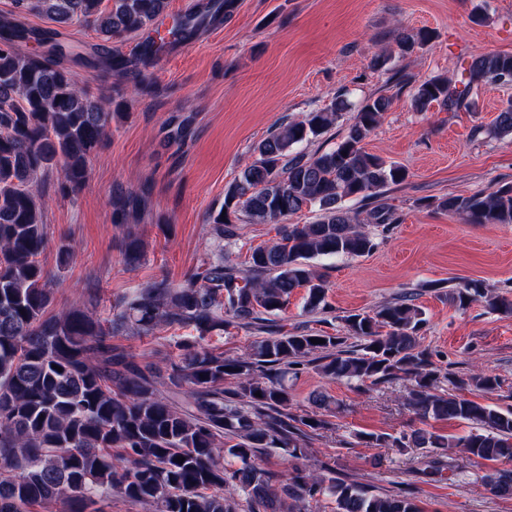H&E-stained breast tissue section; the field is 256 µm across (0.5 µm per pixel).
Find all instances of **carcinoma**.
I'll list each match as a JSON object with an SVG mask.
<instances>
[{
  "mask_svg": "<svg viewBox=\"0 0 512 512\" xmlns=\"http://www.w3.org/2000/svg\"><path fill=\"white\" fill-rule=\"evenodd\" d=\"M13 4L15 11L0 18V512H53L57 504L62 512H101L95 505L114 495L150 512H305L321 498L331 500L333 512H423L411 494L377 495L332 467L298 463L306 457V443L329 425L315 413L297 415L288 408V374L309 364L327 378L362 386L403 377L412 385L407 406L420 421L475 425V431L453 438L425 428L399 438L357 435L371 447L438 450L440 461L422 470L431 481L454 472V465L443 461L450 448L470 460H512L511 407L440 391L445 379L483 392L502 388V380L483 372L465 378L442 374L421 345L425 319L410 300L347 316L344 336L282 332L264 318L285 310L298 288L306 289L309 312L324 309L327 287L310 261L369 253L376 243L366 225L396 222L383 202L385 188L405 182L409 173L364 147L391 106L385 95L355 107L338 95L331 107L304 121L281 123L253 146V159L224 189L226 213L208 220L220 241L234 236L232 218L239 214L252 224L278 225L279 239L254 248L249 269L242 271L223 256L181 284L155 279L122 298L105 322L89 309L90 297L54 310L49 273L39 260L48 235L34 180L56 171L57 191L78 193L112 121V101L79 87L72 64L139 78L161 53L231 19L240 0H205L165 32L155 31L131 56L109 43L151 25L164 0ZM33 11L58 24L81 21L103 44L89 57L67 50L59 31L25 23L24 14ZM429 39L423 30L396 34L403 56ZM21 43L38 50L22 54ZM505 84H512V54L487 53L472 59L458 86L442 76L417 85L413 105L419 112L434 103L448 111L472 110L479 88ZM352 109L354 120L335 148L312 156L297 150ZM191 133L190 115L168 123L171 142ZM494 133L512 136V101L498 113ZM349 199L375 206L363 218L345 206ZM147 205L145 190L118 195L112 222L125 224L130 211ZM427 206L467 224H512V184L441 197ZM312 207L314 222L286 223ZM144 252V240L128 232L125 264L138 265ZM448 299L459 307L481 302L512 315V299L481 281L448 290ZM234 324L262 332L247 353L226 358L200 343ZM162 325H191L199 333V341L182 345L180 361L167 374L112 344L114 336L147 335ZM313 338L322 343H311ZM266 449H281L297 460L278 486L258 463ZM179 456L184 462H177ZM483 481L491 494L512 497V470L491 468Z\"/></svg>",
  "mask_w": 512,
  "mask_h": 512,
  "instance_id": "1",
  "label": "carcinoma"
}]
</instances>
